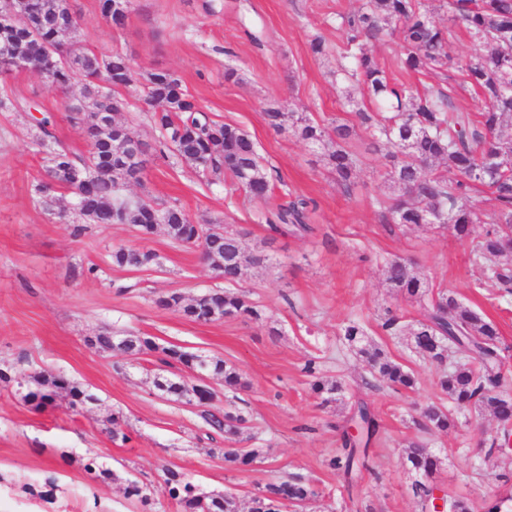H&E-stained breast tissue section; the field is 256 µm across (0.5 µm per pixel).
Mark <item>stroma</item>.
<instances>
[{
  "instance_id": "1",
  "label": "stroma",
  "mask_w": 512,
  "mask_h": 512,
  "mask_svg": "<svg viewBox=\"0 0 512 512\" xmlns=\"http://www.w3.org/2000/svg\"><path fill=\"white\" fill-rule=\"evenodd\" d=\"M80 18L77 39L99 54L126 53L139 72L176 73L198 104L217 121L247 132L257 145L274 190L252 201L207 185L192 166L151 160L137 195L177 201L195 223L239 230L245 255L264 253V265L244 264L239 289L264 313L258 322L224 318L192 322L158 305L177 293L185 299L224 286L198 249L164 231L142 238L132 224H88L74 235L71 194L62 190L54 210L43 209L34 179L44 159L30 145L26 112H0V512H180L161 492L164 469L184 474L207 491L232 493L241 512L263 487L294 475L310 480L317 497L299 512H419L414 477L402 457L411 443L438 453V486L468 497L474 512L506 491L512 454L493 469L479 468L478 448L494 434L489 413H459L449 432L420 426L427 405H447L438 371L411 350L403 334L383 329L386 310L402 325L424 319L426 306L388 287L387 261L408 259L432 291L453 292L502 336L505 389L512 393V293L485 282L493 259L473 264L468 243L452 228L393 223L378 201L386 190L382 158L367 133L352 142L360 165L357 186L346 192L316 151L289 133H276L264 111L302 112L321 124H354L360 89L345 93L333 77L336 46L344 35L336 15L357 11L362 0H132L123 28L102 16L98 0H70ZM321 37L328 55H313ZM392 82L417 89L456 86L455 103L482 109L480 95L460 72L422 75L399 62L397 37L371 42ZM237 77L228 81L226 70ZM0 96L38 104L55 120L58 139L74 152L86 144L64 109L65 95L40 75L18 71L0 78ZM303 197L312 200L308 233L280 234L265 216L271 207ZM135 247L156 253L145 267H117L113 251ZM358 320L369 336L416 377L413 389L372 388L365 363L343 343L342 329ZM133 334L152 339L157 351L127 356L88 345L89 337ZM224 360L243 375L244 389L225 388L212 375V399L189 404L163 394L157 377L184 375L161 363L159 348ZM316 360L317 376L307 375ZM46 372L71 382L96 401L72 406L69 395L52 405L29 403L17 381ZM342 384L340 400L326 404L315 377ZM366 403L379 424L372 444V471L347 484L328 461L341 446L353 407ZM241 414L238 436L225 438L206 421L225 408ZM119 425L123 438L112 437ZM255 453L236 468L225 449ZM136 480L149 504L128 497Z\"/></svg>"
}]
</instances>
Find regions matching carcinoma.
I'll list each match as a JSON object with an SVG mask.
<instances>
[{
    "label": "carcinoma",
    "instance_id": "carcinoma-1",
    "mask_svg": "<svg viewBox=\"0 0 512 512\" xmlns=\"http://www.w3.org/2000/svg\"><path fill=\"white\" fill-rule=\"evenodd\" d=\"M11 16L0 18V73L35 71L53 85L67 89L81 81L79 97L66 104L70 120L79 115L119 112V91L135 87L145 105L152 109V121L160 133L159 153L173 156L195 167L210 184L219 179L229 190L241 191L251 200L269 196L271 183L264 159L251 136L237 126L216 121L198 106L183 88L176 74L150 72L146 77L130 68L127 56L116 50L108 55L84 49L75 41L78 29L62 26L70 15L69 0H11ZM448 20L464 28L475 53L459 65L463 81L483 96L484 108L477 114L458 109L453 87H431L422 92L390 81L377 57L368 49L369 41L396 31L401 40V65L422 73L441 72L456 65L448 53V28L437 25L424 0H363L354 13L336 15V26L345 41L336 49V80L358 86L374 111L357 112L360 125L375 143L383 146V181L394 203L383 200L397 224L421 226L437 221L451 224L461 239L471 240L474 261L496 257L500 262L488 279L512 286V0H446ZM100 11L113 27L124 26L129 6L125 0H100ZM26 66L18 65V60ZM269 127L287 130L323 157L336 183L345 191L355 185L357 159L350 150L356 135L348 124L329 125L311 121L303 114L265 111ZM126 126L116 120L112 126L89 125L92 143L77 155L59 141L52 116L44 114L33 127L31 146L47 154L42 172L67 171L77 166L88 171L92 183L72 185V209L86 224H111L113 215H123L124 223H140V215L157 203L147 197L123 194L127 183L141 182L149 157L150 144H144V159L127 162L119 145ZM478 186L490 190L491 209L483 212L470 204V194ZM309 202L297 199L270 210L266 223L285 225L293 234L310 230L306 224ZM160 226L167 235L182 243L194 233L193 221L177 203H162ZM198 244L208 247L215 270L224 278L225 290H214L182 304L170 295L158 300L163 307L176 308L188 319L197 320V309L212 308L224 318L248 321L263 319V312L232 291L242 277L243 248L238 234L224 231L205 236ZM155 253L141 249H119L112 262L119 267L149 265ZM389 287L409 298L428 300L424 320L406 329L409 344L419 355L436 365L448 362V351L455 347L468 354L438 377V386L457 410L489 411L500 423L484 456L492 459L512 450V397L501 391V336L497 326L448 292L431 293L414 266L401 259L386 263ZM348 347L367 365L378 382L394 388L412 389L414 374L376 345L364 327L351 320L343 329ZM135 353L141 348L161 351L162 362L188 363L195 354L177 348H159L150 339L131 337ZM208 367L224 375L230 390L247 387L242 374L222 360H208ZM37 390L29 397L43 404L48 393L60 390V378L40 374ZM314 390L330 402L342 391L336 382L315 381ZM362 429L356 436L342 435L341 452L328 466L352 484L361 470L370 471V453L377 424L369 409H357ZM424 425L446 432L457 426L454 412L436 405L422 413ZM245 418L231 411L224 419L211 416L209 424L226 435L238 433ZM405 461L417 476L411 490L421 512H433L430 499L433 476L441 458L413 443L405 451ZM163 493L182 506L184 512H237L231 493L213 494L208 505L195 496V485L173 470H165ZM317 496L315 487L298 476L268 484L252 499L250 512H282L288 506H301Z\"/></svg>",
    "mask_w": 512,
    "mask_h": 512
}]
</instances>
